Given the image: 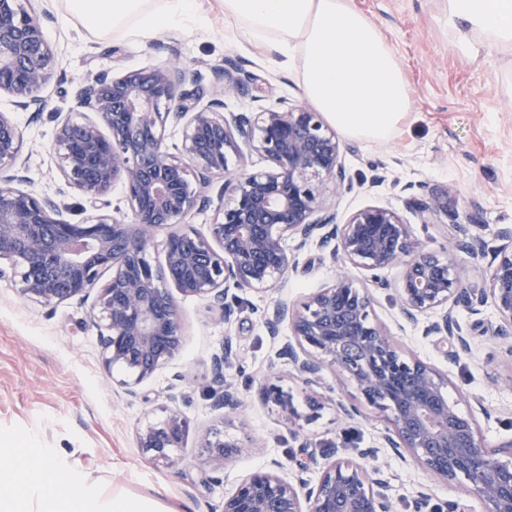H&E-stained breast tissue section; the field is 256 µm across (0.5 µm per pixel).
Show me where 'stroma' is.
Wrapping results in <instances>:
<instances>
[{
    "label": "stroma",
    "mask_w": 512,
    "mask_h": 512,
    "mask_svg": "<svg viewBox=\"0 0 512 512\" xmlns=\"http://www.w3.org/2000/svg\"><path fill=\"white\" fill-rule=\"evenodd\" d=\"M392 45L408 82L412 110L394 137L385 143L343 138L344 162L353 187L332 194L338 221L369 205L389 207L411 220L416 236L431 248L448 242L444 224H416L410 204L440 198L457 211L473 234L483 238L487 253L459 254L457 273L464 283L479 279L498 245L500 225L512 226V52L482 49L470 57L448 35L446 0H353ZM45 36L56 49L52 77L43 90L47 108L41 115L16 110L10 97H0V111L13 113L23 134L28 159L27 192L59 198L62 217L84 219L86 204L77 191L59 196L63 180L52 149L59 117L75 112L79 84L101 71L120 75L148 65L179 62L200 69L205 88L214 91L227 80L216 74L225 58H233L252 75L250 83L225 96L228 109L257 110L258 97L272 88L274 97L303 102L295 64L280 65L244 23L224 18V0H206L204 18L180 29L148 37L95 34L85 30L67 10L66 0H32ZM392 163L393 174L412 189L384 183L368 187L372 164ZM328 251L310 246L296 253V268L283 287L266 293L237 291L230 322L219 321L198 297H179L183 330L178 355L137 387L139 397L127 400L118 385L126 373L106 370L98 330L85 309L74 303L44 307L19 296L13 282L0 281V437L36 435L46 448H63L92 477L112 482L130 493L151 496L163 490L171 512H221L224 496L237 480L262 467L269 458L285 465L284 477L295 474L290 461L301 436L333 443L340 456L358 458L376 449L374 460L390 478L388 489L398 512L422 489L436 504L461 499L460 486L448 484L384 447L385 421L374 413L343 419L337 400L347 392L331 370L322 373L331 387L317 413H310L308 388L281 354L284 336H270L263 314L274 301H297L327 286L340 272ZM390 287L375 290V313L406 354L431 364L448 377V398L460 412H475L483 442L496 447L512 440V359L492 338L497 320L493 306L481 315L456 307L455 316L468 331L471 354L448 361L441 336H426L421 326L403 319L392 288L398 270L383 271ZM231 342L228 377L244 400L222 415L212 407L211 361L224 342ZM276 373L293 396L303 419L287 423L257 397L265 375ZM190 422L189 436L177 449L179 464L155 463L135 443L137 428L163 419L170 409ZM220 428L225 438L252 444V452L224 464L225 478L214 481L199 435Z\"/></svg>",
    "instance_id": "1"
}]
</instances>
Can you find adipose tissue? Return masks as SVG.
<instances>
[{
	"label": "adipose tissue",
	"mask_w": 512,
	"mask_h": 512,
	"mask_svg": "<svg viewBox=\"0 0 512 512\" xmlns=\"http://www.w3.org/2000/svg\"><path fill=\"white\" fill-rule=\"evenodd\" d=\"M91 31L127 28L149 35L179 27L200 0H67ZM224 17L242 20L249 35L282 62L299 63L303 97L343 135L385 142L412 108L395 52L350 0H224ZM448 33L478 55L488 44L512 50V0H448ZM27 456L36 470L21 466ZM0 512H168L158 498L112 489L69 461L67 451L0 444Z\"/></svg>",
	"instance_id": "obj_1"
}]
</instances>
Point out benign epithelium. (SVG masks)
<instances>
[{
	"instance_id": "benign-epithelium-1",
	"label": "benign epithelium",
	"mask_w": 512,
	"mask_h": 512,
	"mask_svg": "<svg viewBox=\"0 0 512 512\" xmlns=\"http://www.w3.org/2000/svg\"><path fill=\"white\" fill-rule=\"evenodd\" d=\"M53 59L35 13L23 0H0V94L14 96L23 112L43 111L41 90ZM205 80L198 69L169 63L83 81L76 105L91 116L62 119L54 143L65 184L81 191L96 211L77 224L60 218L57 201L20 188L23 137L10 113L0 112V280L14 281L24 299L44 306L89 304L105 366L126 370L120 384L130 396L179 353L177 296L200 297L230 321V289L270 291L295 267L289 239L298 250L311 243L330 248L331 257L369 272L376 288L390 287L380 272L398 269L395 291L403 315L411 321L433 317L424 334L449 339L451 358L470 350L454 308L478 315L492 305L494 335L512 355L511 227L497 232L505 244L485 279L465 285L454 257L478 255L485 244L440 199L417 200L413 208L420 224L450 226L448 246L438 250L418 239L392 208L367 206L336 222L327 184L343 183L346 170L340 141L323 114L285 100L257 112L228 111L223 94L205 92ZM170 122L182 125L176 153L166 142ZM253 152L265 158L266 169L230 171L229 155L243 164ZM216 178L224 179L216 197L205 195L202 188ZM118 182L127 205L120 218L104 212ZM211 206L215 214L207 232L183 228L193 211ZM157 247L163 260L154 263L150 253ZM105 271L112 272L110 279L90 297ZM265 325L274 337L288 327L282 354L312 388V400L321 372L333 370L363 405L385 418L387 447L403 449L415 464L464 491L463 500L443 508L420 491L410 512H471L472 500L482 512H512V441L506 458L485 450L474 414L461 413L448 400L444 374L400 349L375 316L368 287L338 275L297 305L275 302ZM231 357L226 342L212 358L217 410L242 404L227 378ZM259 398L293 421L277 374L265 376ZM189 431V421L171 410L163 421L138 429L136 445L152 461L176 465L175 451ZM201 444L219 463L246 451L217 428L205 431ZM370 455L365 450L358 460L339 459L335 447L319 450L306 439L295 466L319 469L317 481L291 482L273 460L224 496L222 512H396L384 492L387 481L364 462Z\"/></svg>"
}]
</instances>
